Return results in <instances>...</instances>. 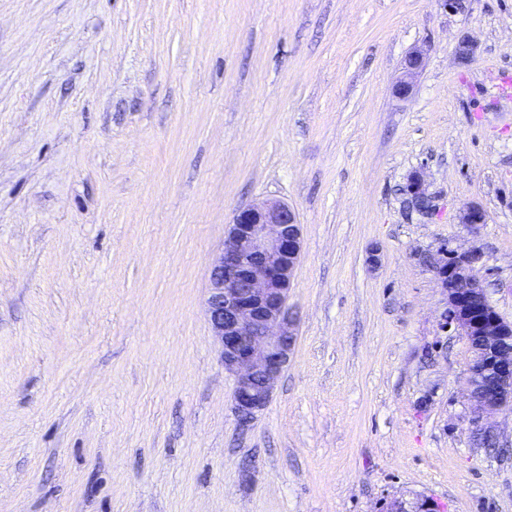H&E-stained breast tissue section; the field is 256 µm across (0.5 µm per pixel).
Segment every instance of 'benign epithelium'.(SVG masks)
<instances>
[{
	"mask_svg": "<svg viewBox=\"0 0 512 512\" xmlns=\"http://www.w3.org/2000/svg\"><path fill=\"white\" fill-rule=\"evenodd\" d=\"M424 64L423 51L407 55L394 86L398 98L412 95V78ZM402 191L413 210L433 211L421 173H412ZM459 223L476 231L487 223L486 212L468 205ZM301 251L295 210L267 200L235 209L211 265L205 311L224 368L235 377V411L243 427L267 408L293 354L297 321L288 292ZM483 262L478 249L458 253L442 248L431 266L447 300L440 329L454 328L480 343L473 350L467 392L475 409L490 416L512 404V322L499 315L476 276Z\"/></svg>",
	"mask_w": 512,
	"mask_h": 512,
	"instance_id": "7a95c632",
	"label": "benign epithelium"
}]
</instances>
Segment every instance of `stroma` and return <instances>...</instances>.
Here are the masks:
<instances>
[{
	"instance_id": "35a3bbf8",
	"label": "stroma",
	"mask_w": 512,
	"mask_h": 512,
	"mask_svg": "<svg viewBox=\"0 0 512 512\" xmlns=\"http://www.w3.org/2000/svg\"><path fill=\"white\" fill-rule=\"evenodd\" d=\"M462 3L0 0V512H512V407L480 443L428 262L479 247L512 321V0ZM266 199L298 338L243 428L204 300ZM425 64V56L422 50L411 51L403 65V75L394 86V93L400 99H408L413 93V76L418 73ZM402 191L406 196L408 206L413 210L421 214H428L433 211L434 200L429 194L423 175L420 172H414L410 175Z\"/></svg>"
}]
</instances>
